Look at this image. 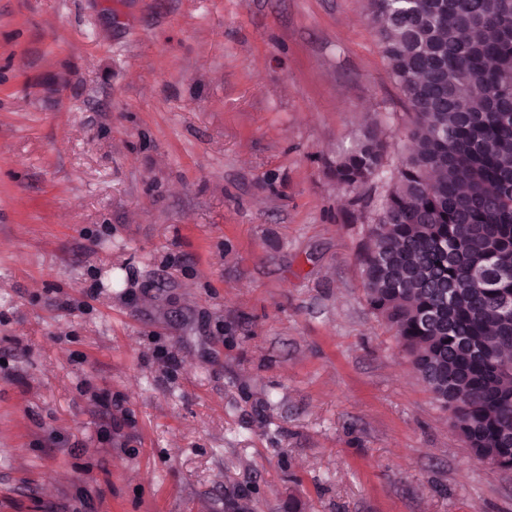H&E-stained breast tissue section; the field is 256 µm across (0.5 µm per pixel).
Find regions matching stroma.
I'll use <instances>...</instances> for the list:
<instances>
[{"label":"stroma","mask_w":512,"mask_h":512,"mask_svg":"<svg viewBox=\"0 0 512 512\" xmlns=\"http://www.w3.org/2000/svg\"><path fill=\"white\" fill-rule=\"evenodd\" d=\"M411 120L368 0H0V512H512L329 172Z\"/></svg>","instance_id":"obj_1"}]
</instances>
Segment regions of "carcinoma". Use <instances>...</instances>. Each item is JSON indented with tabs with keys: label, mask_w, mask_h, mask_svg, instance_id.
Returning <instances> with one entry per match:
<instances>
[{
	"label": "carcinoma",
	"mask_w": 512,
	"mask_h": 512,
	"mask_svg": "<svg viewBox=\"0 0 512 512\" xmlns=\"http://www.w3.org/2000/svg\"><path fill=\"white\" fill-rule=\"evenodd\" d=\"M413 116L361 258L366 303L394 330L473 459L512 470V0H370ZM387 144L366 129L330 170L357 190Z\"/></svg>",
	"instance_id": "cac0c4a2"
}]
</instances>
